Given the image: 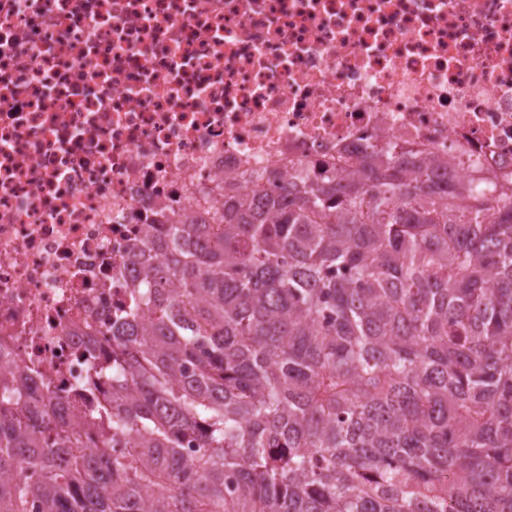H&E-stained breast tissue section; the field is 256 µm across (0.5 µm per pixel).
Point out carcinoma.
<instances>
[{"label": "carcinoma", "instance_id": "cac0c4a2", "mask_svg": "<svg viewBox=\"0 0 512 512\" xmlns=\"http://www.w3.org/2000/svg\"><path fill=\"white\" fill-rule=\"evenodd\" d=\"M282 190L125 289L112 452L59 398L0 415V512H512V193L402 151Z\"/></svg>", "mask_w": 512, "mask_h": 512}]
</instances>
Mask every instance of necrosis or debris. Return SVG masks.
<instances>
[{"mask_svg":"<svg viewBox=\"0 0 512 512\" xmlns=\"http://www.w3.org/2000/svg\"><path fill=\"white\" fill-rule=\"evenodd\" d=\"M410 151L512 179V0H0V378L112 362L149 230ZM109 287H101V280Z\"/></svg>","mask_w":512,"mask_h":512,"instance_id":"1","label":"necrosis or debris"}]
</instances>
